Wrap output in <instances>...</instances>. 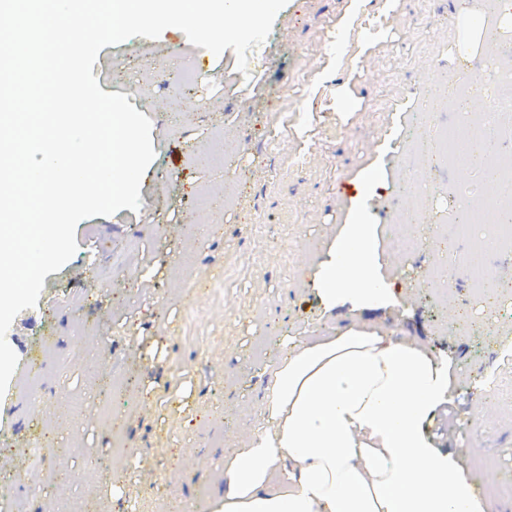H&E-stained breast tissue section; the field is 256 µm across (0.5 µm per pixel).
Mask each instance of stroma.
<instances>
[{
    "label": "stroma",
    "mask_w": 512,
    "mask_h": 512,
    "mask_svg": "<svg viewBox=\"0 0 512 512\" xmlns=\"http://www.w3.org/2000/svg\"><path fill=\"white\" fill-rule=\"evenodd\" d=\"M367 0L357 28L337 24L349 0H288L273 30L249 52L200 55L169 28L104 47L93 73L100 88L127 95L148 118L156 157L140 188V211L81 221L78 250L48 274L34 308L7 334L18 358L56 357L42 387L18 396L15 372L0 397V498L10 512H203L222 483L224 449L256 421L251 389L285 336H313L352 322L381 325L420 341L447 365L454 402L426 432L461 464L492 512H512V413L495 399L512 387V300L485 317L466 257L473 242L454 227L482 205L481 161L424 164L428 195L400 190L406 152L426 131L456 128L446 80L492 75L500 85L484 109L512 95V38L486 46L470 26L485 0ZM203 72L194 84L189 62ZM352 108H336L340 88ZM236 173L225 177L214 151ZM373 162L386 177L370 200L381 273L396 303L323 313L305 265V240L345 223L355 176ZM407 214L426 237L404 252L394 223ZM193 223H186V216ZM453 243L455 265L441 253ZM193 288H185V281ZM190 389L187 406L174 404ZM49 449L44 466L30 451ZM138 467L108 470L116 451ZM488 465H476L477 457ZM123 495L113 499L110 488Z\"/></svg>",
    "instance_id": "35a3bbf8"
}]
</instances>
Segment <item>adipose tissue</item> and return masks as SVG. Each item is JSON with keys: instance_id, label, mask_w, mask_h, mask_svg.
Listing matches in <instances>:
<instances>
[{"instance_id": "adipose-tissue-1", "label": "adipose tissue", "mask_w": 512, "mask_h": 512, "mask_svg": "<svg viewBox=\"0 0 512 512\" xmlns=\"http://www.w3.org/2000/svg\"><path fill=\"white\" fill-rule=\"evenodd\" d=\"M362 187L346 224L320 247L312 284L326 312L386 308L379 232ZM258 422L224 451L223 493L210 512H488L456 451L425 422L452 404L448 369L416 339L354 322L285 337L252 396Z\"/></svg>"}]
</instances>
